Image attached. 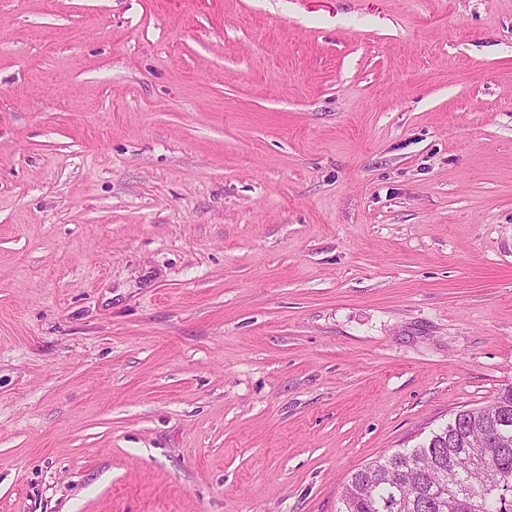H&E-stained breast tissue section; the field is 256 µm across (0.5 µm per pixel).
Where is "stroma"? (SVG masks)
Here are the masks:
<instances>
[{
  "mask_svg": "<svg viewBox=\"0 0 512 512\" xmlns=\"http://www.w3.org/2000/svg\"><path fill=\"white\" fill-rule=\"evenodd\" d=\"M512 385V0H0V512H338Z\"/></svg>",
  "mask_w": 512,
  "mask_h": 512,
  "instance_id": "stroma-1",
  "label": "stroma"
}]
</instances>
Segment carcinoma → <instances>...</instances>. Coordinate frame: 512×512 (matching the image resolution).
I'll use <instances>...</instances> for the list:
<instances>
[{"label":"carcinoma","instance_id":"1","mask_svg":"<svg viewBox=\"0 0 512 512\" xmlns=\"http://www.w3.org/2000/svg\"><path fill=\"white\" fill-rule=\"evenodd\" d=\"M461 414L463 424L450 421L407 452L419 456L415 469L399 470L392 454L353 471L339 512H512V484H499L489 459L475 452L488 433L512 440V386L490 404ZM452 472L474 490L473 498L448 503L444 482Z\"/></svg>","mask_w":512,"mask_h":512}]
</instances>
